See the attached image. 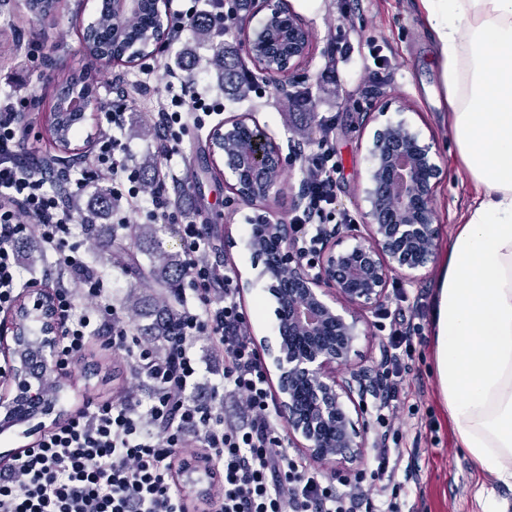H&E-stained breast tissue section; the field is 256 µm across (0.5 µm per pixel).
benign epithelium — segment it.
I'll list each match as a JSON object with an SVG mask.
<instances>
[{
  "label": "benign epithelium",
  "mask_w": 512,
  "mask_h": 512,
  "mask_svg": "<svg viewBox=\"0 0 512 512\" xmlns=\"http://www.w3.org/2000/svg\"><path fill=\"white\" fill-rule=\"evenodd\" d=\"M268 13L247 31L244 48L269 77H287L309 54L311 36L288 8L261 0ZM149 57H156L172 33L167 11ZM272 42L288 44V57L267 67L257 52ZM233 128L247 145L245 156L224 153L231 190L239 199L263 207L280 191L271 187L264 199L243 190L247 177L267 175L281 163V150L268 132L248 115H235L214 130ZM367 186L360 224L324 227L322 247L307 261L286 225L257 217L248 238L254 256L253 277L237 274L239 289L255 281L269 283L277 304L276 347L262 338L260 347L278 372L277 405L292 447L321 467L363 459L369 448L368 396L376 376L356 368L352 358L366 335L368 314L388 302L394 278L412 285L425 276L437 248L438 229L432 206L439 168L430 144L406 120L375 131L368 148ZM9 336H0V427L21 422L30 434L63 420L65 406L45 391L56 369L59 322L51 290L28 288L9 310Z\"/></svg>",
  "instance_id": "1"
}]
</instances>
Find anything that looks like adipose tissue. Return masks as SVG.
<instances>
[{"label": "adipose tissue", "instance_id": "obj_1", "mask_svg": "<svg viewBox=\"0 0 512 512\" xmlns=\"http://www.w3.org/2000/svg\"><path fill=\"white\" fill-rule=\"evenodd\" d=\"M456 154L479 197L437 283L435 367L470 459L512 488V0H422Z\"/></svg>", "mask_w": 512, "mask_h": 512}]
</instances>
